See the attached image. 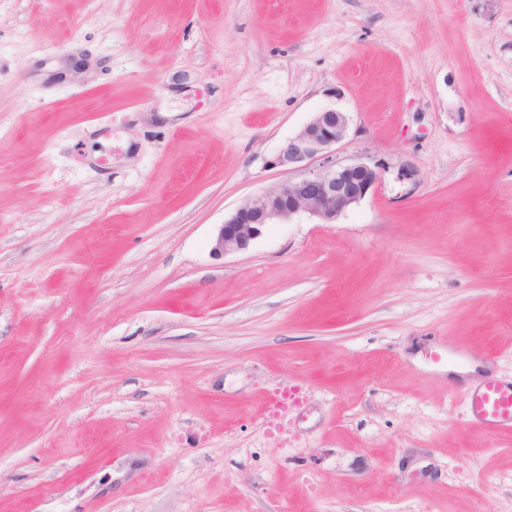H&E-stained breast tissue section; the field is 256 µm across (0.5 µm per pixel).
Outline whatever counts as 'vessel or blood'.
<instances>
[{
    "instance_id": "obj_1",
    "label": "vessel or blood",
    "mask_w": 512,
    "mask_h": 512,
    "mask_svg": "<svg viewBox=\"0 0 512 512\" xmlns=\"http://www.w3.org/2000/svg\"><path fill=\"white\" fill-rule=\"evenodd\" d=\"M465 403L471 421L483 432L512 430V381L486 377L467 392Z\"/></svg>"
}]
</instances>
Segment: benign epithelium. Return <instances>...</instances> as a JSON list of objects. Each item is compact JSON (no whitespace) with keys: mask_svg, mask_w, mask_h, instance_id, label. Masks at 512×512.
Here are the masks:
<instances>
[{"mask_svg":"<svg viewBox=\"0 0 512 512\" xmlns=\"http://www.w3.org/2000/svg\"><path fill=\"white\" fill-rule=\"evenodd\" d=\"M349 128L348 113L329 108L315 113L289 137L278 151L276 164L294 172L317 162L319 169L249 198L220 225L212 241V255L244 253L269 225L300 213L333 224L374 191L386 172L385 164L363 158L349 163L336 161V145L347 137Z\"/></svg>","mask_w":512,"mask_h":512,"instance_id":"7a95c632","label":"benign epithelium"}]
</instances>
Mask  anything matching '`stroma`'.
<instances>
[{
    "label": "stroma",
    "mask_w": 512,
    "mask_h": 512,
    "mask_svg": "<svg viewBox=\"0 0 512 512\" xmlns=\"http://www.w3.org/2000/svg\"><path fill=\"white\" fill-rule=\"evenodd\" d=\"M329 108L379 187L212 256ZM476 362L512 380V0H0V512H512Z\"/></svg>",
    "instance_id": "obj_1"
}]
</instances>
